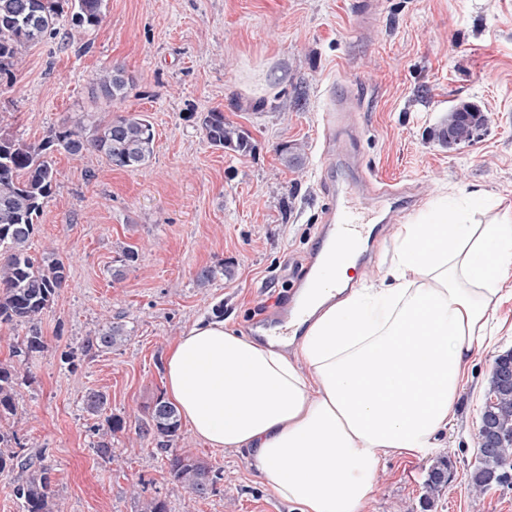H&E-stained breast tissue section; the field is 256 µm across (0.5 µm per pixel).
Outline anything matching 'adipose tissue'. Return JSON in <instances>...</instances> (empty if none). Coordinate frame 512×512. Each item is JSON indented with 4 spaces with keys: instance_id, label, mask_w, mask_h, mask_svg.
Here are the masks:
<instances>
[{
    "instance_id": "ef3b65f1",
    "label": "adipose tissue",
    "mask_w": 512,
    "mask_h": 512,
    "mask_svg": "<svg viewBox=\"0 0 512 512\" xmlns=\"http://www.w3.org/2000/svg\"><path fill=\"white\" fill-rule=\"evenodd\" d=\"M494 259L496 275L481 265ZM339 265L349 288L329 285ZM329 244L291 337L199 321L173 342L165 389L193 434L246 450L298 512H363L381 455L426 454L455 418L461 379L492 337L512 270V209L470 223L445 198L398 225L382 283L353 277Z\"/></svg>"
}]
</instances>
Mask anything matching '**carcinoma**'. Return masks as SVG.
<instances>
[{"label":"carcinoma","mask_w":512,"mask_h":512,"mask_svg":"<svg viewBox=\"0 0 512 512\" xmlns=\"http://www.w3.org/2000/svg\"><path fill=\"white\" fill-rule=\"evenodd\" d=\"M104 0H0V77L13 75L22 63L23 48L35 44L55 30L56 21L69 9L73 26L87 30L103 20ZM128 79L120 67L105 70L96 78L97 96L114 102L126 97ZM477 109L455 107L448 111L447 126L441 136L448 144L470 141L479 130ZM201 127L209 142L219 148L245 152L248 136L241 128L224 120V112L212 110L201 118ZM153 125L139 114L128 113L104 123L92 112L63 122L51 129L38 143H26L0 135V323L26 326L28 331L13 346L12 356L25 359L46 348V340L37 328L42 314L52 305L66 281L65 263L49 253L35 258L28 244L37 231L44 205L57 185L58 170L52 154L64 152L74 159L87 153H100L112 165L137 169L154 154ZM123 325L114 323L83 341L86 353L110 350L125 340ZM19 363L0 364V416L16 413ZM88 412L101 415L107 398L98 392L85 396ZM484 414L489 430L479 433L478 464L467 480L471 495H481L497 485H512V380L491 373L489 399ZM124 421L106 418L96 443L99 455L112 457L109 437L122 430ZM180 416L174 404L159 397L139 432L153 437L168 448L179 436ZM15 434L0 431V473L19 471L24 475L17 494L23 512H53L49 467L24 457L14 450ZM173 477L196 496L211 490L210 469L188 456L168 459ZM448 482V463L433 468L426 486L434 492Z\"/></svg>","instance_id":"carcinoma-1"}]
</instances>
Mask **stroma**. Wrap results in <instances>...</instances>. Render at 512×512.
Here are the masks:
<instances>
[{
	"instance_id": "1",
	"label": "stroma",
	"mask_w": 512,
	"mask_h": 512,
	"mask_svg": "<svg viewBox=\"0 0 512 512\" xmlns=\"http://www.w3.org/2000/svg\"><path fill=\"white\" fill-rule=\"evenodd\" d=\"M105 0L102 23L56 30L24 52L13 81H0V134L27 143L85 112H137L155 131L141 168L113 166L95 153H54L57 185L29 243L54 252L67 278L39 327L46 349L20 368L15 433L24 454L49 465L54 512H138L160 499L168 512H297L277 498L243 451L213 448L181 426L173 448L139 435L165 393L169 344L200 320L248 331L284 298L318 246L328 188L348 169L324 168L322 115L333 92L360 107L351 123L359 156L377 186L413 200L406 216L448 194L482 193L512 207V0ZM119 66L130 81L123 100L94 92L96 76ZM265 85H257V73ZM472 104L486 122L474 140L438 139L449 109ZM218 109L250 146L214 147L201 118ZM305 149L301 168L282 151ZM139 260L114 276L122 247ZM217 274L208 287L196 276ZM492 342L462 382L456 418L429 455L382 456L364 512H512V486L474 498L465 490L478 461L477 436L491 364L512 350V275ZM120 323L122 346L84 354L85 337ZM98 391L125 427L114 459L99 456L97 425L84 397ZM206 464L216 482L203 498L169 472L171 453ZM448 463V482L427 497V473Z\"/></svg>"
}]
</instances>
